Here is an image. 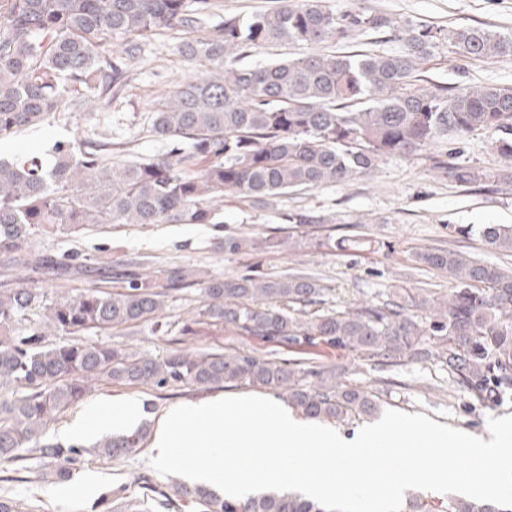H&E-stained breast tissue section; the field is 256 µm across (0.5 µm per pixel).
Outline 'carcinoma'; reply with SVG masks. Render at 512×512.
Segmentation results:
<instances>
[{"mask_svg": "<svg viewBox=\"0 0 512 512\" xmlns=\"http://www.w3.org/2000/svg\"><path fill=\"white\" fill-rule=\"evenodd\" d=\"M390 33L393 52H320L297 59L247 62L273 43L345 42L357 32ZM184 35L180 53L197 74L158 102L148 132L163 144L149 157L117 158L123 149L100 133L92 140L57 143L47 166L33 155L0 159V256L25 275L60 283L84 265L32 245L34 229L75 235L89 224H218L217 199L229 193L249 206H269L288 191L349 182L389 157L428 154L432 167L462 185L487 187L509 179L455 162L462 143L482 130L512 163V89L484 86L420 88L418 71L442 46L462 61L512 57V34L479 26L434 29L401 24L368 8L342 14L326 0H277L246 19L214 20L213 0H0V141L45 122L67 105L93 108L127 86V67L156 35ZM288 223L329 224L308 211ZM492 250L512 252V225L478 229ZM293 236L254 239L226 235L230 254L277 251ZM419 262L448 274V298L426 288L396 286L378 304L323 313L326 288L296 270L281 275L197 277L175 266L156 275L126 263L125 285L112 292L62 288L47 298L24 284L0 291V465L17 462L34 445L70 477L75 450L41 440L46 426L88 392V382L165 389L173 385L247 384L275 391L288 407L319 422L343 424L380 413L379 392L353 383L341 364L260 359L228 346L172 351L163 359L136 357L87 341L89 332L159 323L167 291L201 286L204 304L180 329L198 336L210 328L234 336L327 343L385 365L436 359L478 401L512 395V272L450 249L433 248ZM42 322L21 334L26 311ZM73 337L45 349L46 330ZM138 427L99 443V453L121 459L143 447ZM197 512H325L316 501L264 490L240 498L185 486ZM401 512H512L465 496L448 500L405 495Z\"/></svg>", "mask_w": 512, "mask_h": 512, "instance_id": "obj_1", "label": "carcinoma"}]
</instances>
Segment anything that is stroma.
Returning <instances> with one entry per match:
<instances>
[{
  "label": "stroma",
  "instance_id": "35a3bbf8",
  "mask_svg": "<svg viewBox=\"0 0 512 512\" xmlns=\"http://www.w3.org/2000/svg\"><path fill=\"white\" fill-rule=\"evenodd\" d=\"M371 9L399 21H412L439 29L481 26L503 33L512 32V0H363ZM176 34L154 37L142 49L128 72L125 91L94 110L67 108L53 115L48 124L21 130L0 141L1 158L39 154L49 158L56 141L91 137L99 132L129 143L132 152L150 156L160 150L159 142L146 129L155 103L191 77L195 68L179 52ZM425 80L448 86H512V58L456 60L447 48H439L423 66ZM309 210L329 216V224L318 230L319 238H357V247L341 250L322 246L298 251L229 254L218 243L229 234L287 236L292 227L288 213ZM220 224H112L88 226L75 236H46L34 232L35 245L52 254H86L112 263L109 282L89 272L74 281L77 289L103 283L105 290L118 287L120 264L137 258L164 268L173 264L192 266L200 272L235 278L256 270L277 275L290 268L305 270L320 279L329 292L327 308L345 303L371 302L384 297L389 288H407L428 283L433 295H447L445 274L420 264L416 253L434 247L467 252L502 267L512 266V254L494 252L478 238L484 224H512V181L484 189L463 186L433 170L426 157L384 159L370 174L356 180L305 189L282 196L276 208L258 209L225 197ZM203 304L200 289L170 292L164 322H145L134 330L115 329L99 335L100 343L136 355L167 356L174 348L177 330ZM238 345L254 355L278 362L342 363L352 372L353 382L381 393L384 409L421 413L433 421L485 437L488 420L512 415V398L499 403H481L454 386L448 369L432 360H407L373 369L355 354L327 344L292 345L258 337H237ZM253 387H170L155 391L144 386L112 384L95 380L80 402L70 406L48 426L45 440L61 442L62 428L89 407L102 415L112 413L123 400L136 401L141 421L155 431L162 414L170 407L206 399L217 394H253ZM150 446L119 460L100 456L91 445L77 448L76 461L65 482L52 480L49 462L38 452L28 451L16 463L12 475L0 470V495L12 498L17 512H107L106 499L121 494L142 500L149 488L173 492L179 478L164 476L150 464ZM93 472L100 485L87 493L84 474Z\"/></svg>",
  "mask_w": 512,
  "mask_h": 512
}]
</instances>
